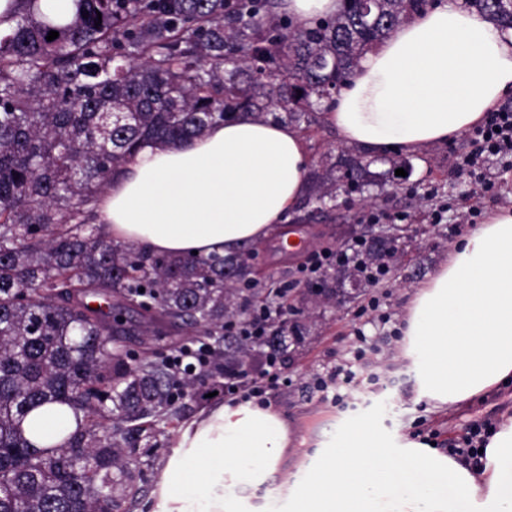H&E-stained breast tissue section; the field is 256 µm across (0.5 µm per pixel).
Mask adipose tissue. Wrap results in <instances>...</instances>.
I'll return each instance as SVG.
<instances>
[{
    "label": "adipose tissue",
    "instance_id": "1",
    "mask_svg": "<svg viewBox=\"0 0 512 512\" xmlns=\"http://www.w3.org/2000/svg\"><path fill=\"white\" fill-rule=\"evenodd\" d=\"M512 92V30L437 0L361 58L325 122L374 154L443 143ZM313 159L287 123L235 118L178 145L147 142L91 204L113 240L160 254L239 255L288 221ZM402 355L416 397L452 411L512 382V210L488 215L416 288ZM76 427L47 404L24 422L40 447ZM283 412L229 401L183 422L152 512H512V419L471 463L349 427L314 453Z\"/></svg>",
    "mask_w": 512,
    "mask_h": 512
}]
</instances>
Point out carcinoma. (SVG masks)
<instances>
[{"instance_id":"1","label":"carcinoma","mask_w":512,"mask_h":512,"mask_svg":"<svg viewBox=\"0 0 512 512\" xmlns=\"http://www.w3.org/2000/svg\"><path fill=\"white\" fill-rule=\"evenodd\" d=\"M72 2L70 17L46 0H6L0 13V512H100L105 498L122 500L145 482L142 458L154 448L139 421L224 387L177 381L162 352L129 365L107 344L125 335L127 313L157 336L170 324L224 331L243 315L230 277L247 275L253 253L174 256L105 238L88 206L112 173L149 139L176 145L275 109L309 120L427 0H343L308 27L282 0ZM466 4L512 29L509 0ZM365 175L341 154L316 175V197L334 198L343 178L345 192H359ZM393 254L370 241L363 262ZM265 347L283 355L278 330L234 336L213 353L231 376ZM100 380L110 383L104 399L90 388ZM46 404L70 407L77 426L39 448L23 424Z\"/></svg>"}]
</instances>
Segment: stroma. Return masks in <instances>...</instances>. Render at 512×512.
Returning a JSON list of instances; mask_svg holds the SVG:
<instances>
[{
  "mask_svg": "<svg viewBox=\"0 0 512 512\" xmlns=\"http://www.w3.org/2000/svg\"><path fill=\"white\" fill-rule=\"evenodd\" d=\"M303 136L315 173L345 148L320 118ZM470 150L465 132L411 153L373 156L363 192H339L335 209L326 213L305 201L291 215L289 223L305 226L314 251L335 246L350 227L360 232L369 223L385 228L397 239L399 261L391 279L358 289L353 296L337 289L327 304L300 301L305 339L293 360L282 365L279 384L267 391L270 405L289 419L330 420L340 426L366 423L391 440L429 441L445 452L463 439L471 424L512 417V385L448 413L427 412L425 404L415 401L416 374L398 349L414 289L447 261L452 245L469 232L463 222L467 211L475 208L486 215L512 209V172L503 176L506 198L475 193L460 167ZM403 160L410 163L406 180L388 181L394 163ZM438 210L443 219L436 224L432 215ZM285 226L277 225L273 236L258 244L253 264L267 278L292 281L305 257L278 247ZM340 365L354 372L353 383L319 391L317 380L328 379Z\"/></svg>",
  "mask_w": 512,
  "mask_h": 512,
  "instance_id": "stroma-1",
  "label": "stroma"
}]
</instances>
